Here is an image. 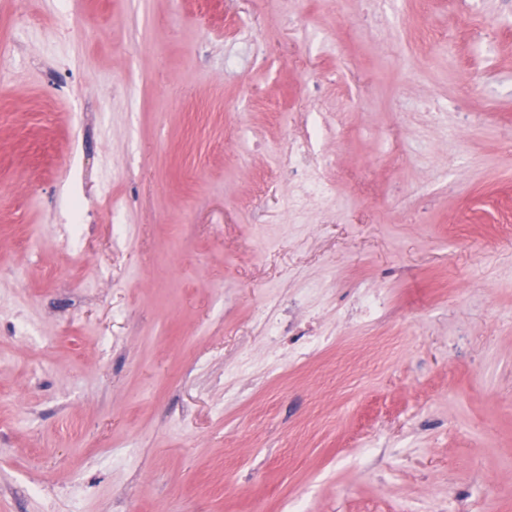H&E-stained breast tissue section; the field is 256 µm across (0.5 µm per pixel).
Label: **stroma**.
<instances>
[{
    "instance_id": "35a3bbf8",
    "label": "stroma",
    "mask_w": 512,
    "mask_h": 512,
    "mask_svg": "<svg viewBox=\"0 0 512 512\" xmlns=\"http://www.w3.org/2000/svg\"><path fill=\"white\" fill-rule=\"evenodd\" d=\"M297 501L512 512V0H0V512Z\"/></svg>"
}]
</instances>
